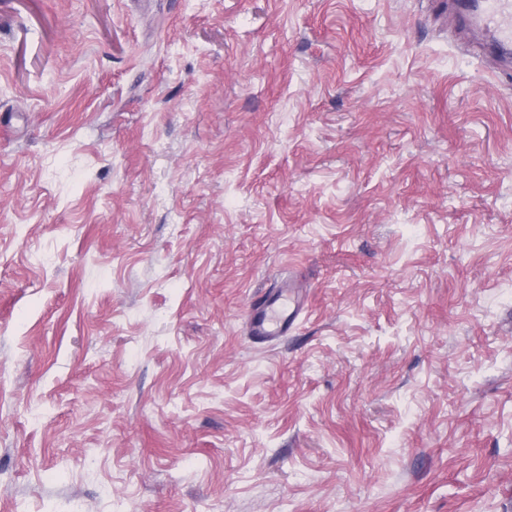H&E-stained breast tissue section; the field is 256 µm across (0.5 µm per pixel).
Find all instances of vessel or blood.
<instances>
[{"mask_svg":"<svg viewBox=\"0 0 512 512\" xmlns=\"http://www.w3.org/2000/svg\"><path fill=\"white\" fill-rule=\"evenodd\" d=\"M454 6L462 14L478 16L493 35L494 50L503 54L512 51V0H455ZM302 309L300 289H281L248 309L250 333L265 340L286 336Z\"/></svg>","mask_w":512,"mask_h":512,"instance_id":"1","label":"vessel or blood"}]
</instances>
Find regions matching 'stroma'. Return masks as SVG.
<instances>
[{
    "label": "stroma",
    "mask_w": 512,
    "mask_h": 512,
    "mask_svg": "<svg viewBox=\"0 0 512 512\" xmlns=\"http://www.w3.org/2000/svg\"><path fill=\"white\" fill-rule=\"evenodd\" d=\"M483 37L448 0H0V512H512ZM302 309L301 290L288 283L277 294L248 309L246 320L250 334L265 340L286 336Z\"/></svg>",
    "instance_id": "obj_1"
}]
</instances>
